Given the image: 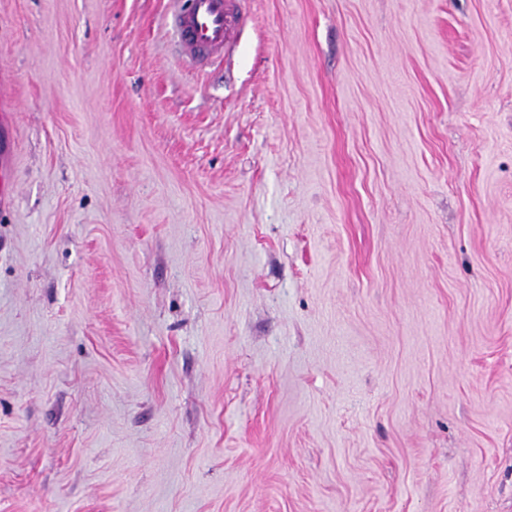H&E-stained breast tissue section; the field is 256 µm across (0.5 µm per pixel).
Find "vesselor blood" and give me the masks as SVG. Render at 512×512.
Wrapping results in <instances>:
<instances>
[{"mask_svg": "<svg viewBox=\"0 0 512 512\" xmlns=\"http://www.w3.org/2000/svg\"><path fill=\"white\" fill-rule=\"evenodd\" d=\"M242 25L238 0H173L169 33L185 58L201 65L232 52Z\"/></svg>", "mask_w": 512, "mask_h": 512, "instance_id": "vessel-or-blood-1", "label": "vessel or blood"}]
</instances>
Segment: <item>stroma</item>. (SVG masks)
<instances>
[{
	"instance_id": "stroma-1",
	"label": "stroma",
	"mask_w": 512,
	"mask_h": 512,
	"mask_svg": "<svg viewBox=\"0 0 512 512\" xmlns=\"http://www.w3.org/2000/svg\"><path fill=\"white\" fill-rule=\"evenodd\" d=\"M0 0V512H512V0ZM238 1H172L169 33L191 64L201 65L233 51L243 25Z\"/></svg>"
}]
</instances>
